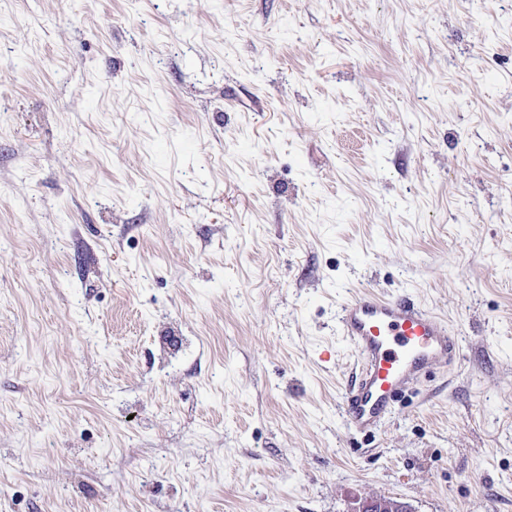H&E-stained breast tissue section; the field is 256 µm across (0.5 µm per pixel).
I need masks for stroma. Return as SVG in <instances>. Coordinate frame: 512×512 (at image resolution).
<instances>
[{
  "label": "stroma",
  "instance_id": "1",
  "mask_svg": "<svg viewBox=\"0 0 512 512\" xmlns=\"http://www.w3.org/2000/svg\"><path fill=\"white\" fill-rule=\"evenodd\" d=\"M461 343L371 435L336 311ZM512 512V0H0V512ZM349 512H413L410 506L391 496L357 497Z\"/></svg>",
  "mask_w": 512,
  "mask_h": 512
}]
</instances>
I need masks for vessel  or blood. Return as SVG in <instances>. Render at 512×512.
<instances>
[{"label": "vessel or blood", "mask_w": 512, "mask_h": 512, "mask_svg": "<svg viewBox=\"0 0 512 512\" xmlns=\"http://www.w3.org/2000/svg\"><path fill=\"white\" fill-rule=\"evenodd\" d=\"M338 325L361 361L343 397L345 423L357 434L377 432L400 398L460 358L447 322L405 297L356 292L342 304Z\"/></svg>", "instance_id": "vessel-or-blood-1"}]
</instances>
